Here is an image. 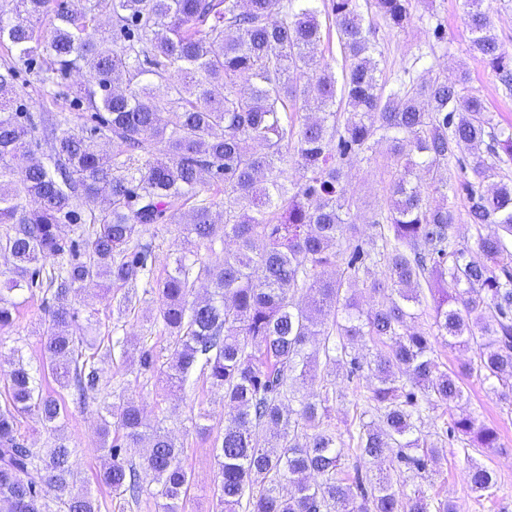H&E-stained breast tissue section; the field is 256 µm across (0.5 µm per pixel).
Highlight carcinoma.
Wrapping results in <instances>:
<instances>
[{
  "label": "carcinoma",
  "instance_id": "obj_1",
  "mask_svg": "<svg viewBox=\"0 0 512 512\" xmlns=\"http://www.w3.org/2000/svg\"><path fill=\"white\" fill-rule=\"evenodd\" d=\"M0 12V46L38 65L51 88L73 72L87 82L76 95L98 124L76 130L55 118L46 159L30 149L32 124L16 106L17 71L0 69V256L9 266L0 289V342L43 277L49 323L36 370L19 356L4 378L0 404V512H101L100 501L76 490L71 458L59 433L66 407L43 392L37 373L74 389L83 403L103 390L96 360L112 359L125 339L76 337L71 296L105 287L118 314L140 302L138 285L153 278L143 233L180 224L183 248L157 283L153 325L174 337L166 362L139 352L141 370L162 369L180 388L197 370L224 391V427L212 439L218 461L217 512H456L422 487L407 492L386 477L366 483L345 469L347 453L380 460L396 449L408 470H426L436 452L424 430L423 405L453 406L463 379L475 377L512 406V125L493 123L468 77L419 83L410 69L381 75L376 29L359 0H12ZM470 48L512 84V55L492 33L481 0H466ZM412 0H371L394 29L405 26ZM111 18L112 30L99 26ZM52 16L49 31L42 20ZM336 28L341 77L320 55L323 23ZM123 81L126 91L112 84ZM106 135L112 154L97 149ZM387 142L394 169L387 208L363 241L350 232L353 198L343 164ZM29 156L24 167L18 154ZM472 159L473 179L436 178L449 163ZM431 175L423 192L418 172ZM224 183V211L202 188V174ZM463 197L459 209L457 197ZM500 233L479 236L476 249L451 234L461 218ZM78 224L76 239L60 236ZM232 240L219 264L199 257ZM69 255L66 260L63 255ZM336 278L324 269L337 260ZM384 264L363 310L353 293L360 275ZM206 282L211 297L193 300ZM307 289L305 306L295 293ZM426 315L427 331L410 322ZM321 346L308 350L312 338ZM437 336L473 353L456 370L434 359ZM380 343L366 366L378 386L371 400L379 419L359 413L347 439L328 424L336 390L301 397L299 388L324 365L364 364L351 353L364 339ZM298 402L293 409L285 402ZM103 462L96 481L137 503L144 486L132 456L157 485L159 512H184L191 476L182 445L144 420L130 397L103 403ZM35 414L58 431L50 448L30 446L20 417ZM481 451L501 448L495 429L461 414L446 429ZM471 491L491 499L496 472L477 461L465 474Z\"/></svg>",
  "mask_w": 512,
  "mask_h": 512
}]
</instances>
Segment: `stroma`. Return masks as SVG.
<instances>
[{"label":"stroma","mask_w":512,"mask_h":512,"mask_svg":"<svg viewBox=\"0 0 512 512\" xmlns=\"http://www.w3.org/2000/svg\"><path fill=\"white\" fill-rule=\"evenodd\" d=\"M438 22L442 23L445 31L440 41L433 36V26ZM378 38L382 50L378 61L384 76H395L408 65L413 66L414 75L419 79L429 75L468 73L471 91L485 100L493 121L502 125L512 124V91L505 89L499 75L471 52L463 0H413L408 24L393 30L380 26ZM422 49L431 50V57L427 64H414V55ZM82 80L81 74H72L70 79L46 93L32 70L20 68L18 102L31 112L35 121L32 139L38 152L46 150L40 121L47 113L67 116L73 126L89 123V109L73 102L70 94L71 88ZM388 163L386 147L380 144L372 152L351 157L344 167L345 182L355 201L352 213L359 236L370 234L375 213L388 200ZM143 239L152 245L155 277L165 276L180 250L182 237L177 226H153ZM71 304L78 312V320L73 326L76 335L103 337L113 332L131 339L137 346L153 349L157 356L166 355L170 338L157 332L152 325L158 308L153 293L142 294L135 314L122 318L113 313L110 299L105 298L102 290L97 288L82 290L72 297ZM47 325L43 295L38 292L21 308L10 339L0 344V368L8 367L12 349L16 346L21 347L27 362L38 364L41 359L40 340ZM99 367L113 395L139 400L148 422L161 423L182 444V462L193 479L185 512H215L218 464L209 438L197 434L195 426L200 423L215 430L223 426V390L212 387L195 373L184 390L170 393L159 373L141 371L138 356L134 353L124 359L117 357L100 362ZM375 384L374 377L367 371L351 380L345 368H318L313 389L327 385L336 390L330 417L335 433L345 432L351 420L353 403L370 396ZM463 387L464 397L457 407L449 409L437 405L426 419L427 431L436 435L434 443L439 453L429 461L425 481H418L411 473L368 460L358 463L362 476L371 479L386 476L397 486L424 484L425 488L436 491L440 498L451 500L457 512H512V467L503 464L505 457H512V407L499 402L495 395L488 392L486 385L477 380H465ZM101 407L102 401L98 398L88 399L83 405L71 403L67 406L63 432L77 449L73 462L79 477V489L91 491L95 497L109 503V512H158L153 496H143L140 505L130 506L108 488L96 483L95 473L100 466L97 447L100 443ZM462 413L473 416L478 423L496 428L501 436L502 450L485 460L486 465L495 470L498 476L499 489L494 502L476 498L464 479L467 461L460 443L440 433L444 422Z\"/></svg>","instance_id":"1"}]
</instances>
